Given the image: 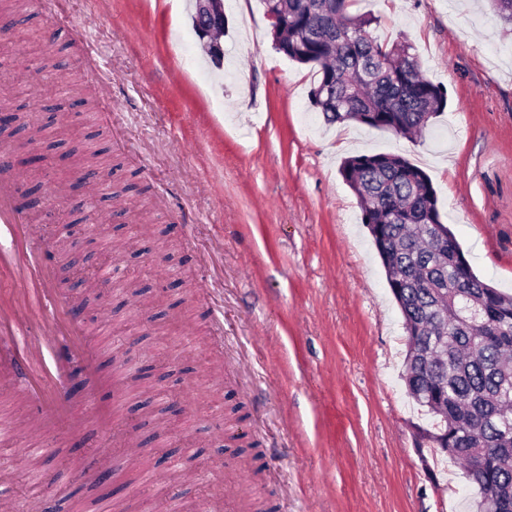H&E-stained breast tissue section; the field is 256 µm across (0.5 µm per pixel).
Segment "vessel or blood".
Masks as SVG:
<instances>
[{"instance_id": "b4317fda", "label": "vessel or blood", "mask_w": 512, "mask_h": 512, "mask_svg": "<svg viewBox=\"0 0 512 512\" xmlns=\"http://www.w3.org/2000/svg\"><path fill=\"white\" fill-rule=\"evenodd\" d=\"M45 253L43 242L29 235L26 214L11 187L0 183V270H9L14 280V305L7 311L0 309V342L19 346L14 359L20 381L17 392L32 409L26 431L41 435L48 422L60 420L75 434L82 418L56 369L76 357L74 339L84 329L75 308L56 292ZM34 319L42 330L38 345L31 343L28 331Z\"/></svg>"}]
</instances>
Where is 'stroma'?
I'll use <instances>...</instances> for the list:
<instances>
[{"label":"stroma","instance_id":"stroma-1","mask_svg":"<svg viewBox=\"0 0 512 512\" xmlns=\"http://www.w3.org/2000/svg\"><path fill=\"white\" fill-rule=\"evenodd\" d=\"M373 36L407 38L426 75L448 95L444 113L411 141L355 123L329 125L310 102V66L275 49L261 0H224V79L180 0H23L0 10V85L24 109L0 133V182L17 202L27 188L65 183L31 221L37 238L51 211L72 218L113 213L112 235L147 224L148 240L122 254L113 278L163 273L168 304L127 303L110 337L85 324L97 369L72 365L81 405L97 411L77 436L0 434V500L17 512H464L473 488L460 466L423 460L413 428L428 425L399 378L402 317L354 193L345 157L396 153L421 167L443 221L474 271L512 293V32L484 0H360ZM46 57L62 72L38 70ZM72 106L77 135L52 134L49 95ZM111 120H103L104 106ZM30 151L82 157L103 152L108 194L88 196L80 171L20 178L16 142ZM86 240L51 251L58 290L97 313L108 292L72 291L67 278L91 251ZM164 368L190 366L183 381L133 391L137 353ZM196 396L177 425L156 421L157 403ZM158 448L198 454L202 478L175 485L140 479L114 451L121 425ZM243 458L262 467L247 498L226 499ZM106 456L129 494L107 504L95 481L75 482L86 449Z\"/></svg>","mask_w":512,"mask_h":512}]
</instances>
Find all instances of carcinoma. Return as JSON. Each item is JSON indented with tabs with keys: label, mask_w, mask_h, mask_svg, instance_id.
I'll use <instances>...</instances> for the list:
<instances>
[{
	"label": "carcinoma",
	"mask_w": 512,
	"mask_h": 512,
	"mask_svg": "<svg viewBox=\"0 0 512 512\" xmlns=\"http://www.w3.org/2000/svg\"><path fill=\"white\" fill-rule=\"evenodd\" d=\"M276 15L275 48L317 67L311 102L329 124L410 137L447 106L446 89L424 73L413 47L371 34L377 17L359 0H261ZM512 26V0H490ZM340 174L360 199L362 223L381 258L407 335L401 378L439 426L426 431L462 463L476 493L468 512H512V295L482 280L441 219L429 176L395 153L346 158Z\"/></svg>",
	"instance_id": "1"
}]
</instances>
